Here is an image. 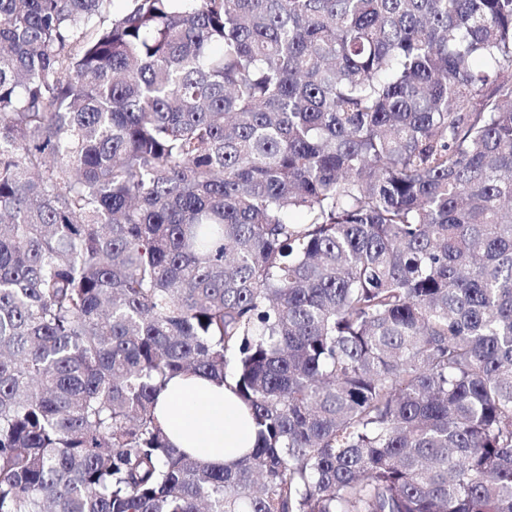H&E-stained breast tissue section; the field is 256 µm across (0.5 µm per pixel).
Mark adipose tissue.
I'll list each match as a JSON object with an SVG mask.
<instances>
[{"label": "adipose tissue", "mask_w": 512, "mask_h": 512, "mask_svg": "<svg viewBox=\"0 0 512 512\" xmlns=\"http://www.w3.org/2000/svg\"><path fill=\"white\" fill-rule=\"evenodd\" d=\"M156 415L171 444L218 467L233 465L256 444L247 406L230 385L199 375L170 378Z\"/></svg>", "instance_id": "obj_1"}]
</instances>
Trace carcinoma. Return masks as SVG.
<instances>
[{"label":"carcinoma","instance_id":"carcinoma-1","mask_svg":"<svg viewBox=\"0 0 512 512\" xmlns=\"http://www.w3.org/2000/svg\"><path fill=\"white\" fill-rule=\"evenodd\" d=\"M114 2L0 0V512H512V0ZM156 415L175 448L218 467L232 466L256 444L247 406L230 385L204 376L170 378L157 396Z\"/></svg>","mask_w":512,"mask_h":512}]
</instances>
